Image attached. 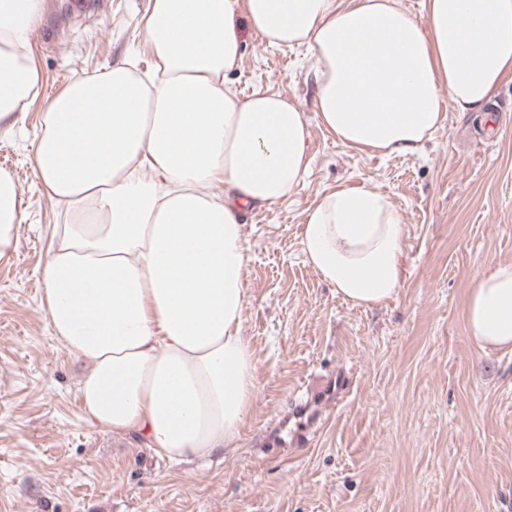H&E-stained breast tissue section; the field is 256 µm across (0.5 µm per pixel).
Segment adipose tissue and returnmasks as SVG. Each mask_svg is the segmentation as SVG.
<instances>
[{
  "mask_svg": "<svg viewBox=\"0 0 512 512\" xmlns=\"http://www.w3.org/2000/svg\"><path fill=\"white\" fill-rule=\"evenodd\" d=\"M245 15L274 46L307 47L313 114L269 90L241 96ZM42 0H0V124L40 86L30 36ZM141 63L72 79L41 122L34 163L68 223L53 227L40 275L54 335L89 358L80 410L179 462L234 447L255 398L242 334L248 260L241 211L288 199L310 167L308 127L385 157L416 155L444 102L486 112L512 75V0H149ZM23 221L0 171V261ZM405 224L376 186L337 184L305 212V262L351 303L402 283ZM469 335L512 350V264L472 279Z\"/></svg>",
  "mask_w": 512,
  "mask_h": 512,
  "instance_id": "1",
  "label": "adipose tissue"
}]
</instances>
